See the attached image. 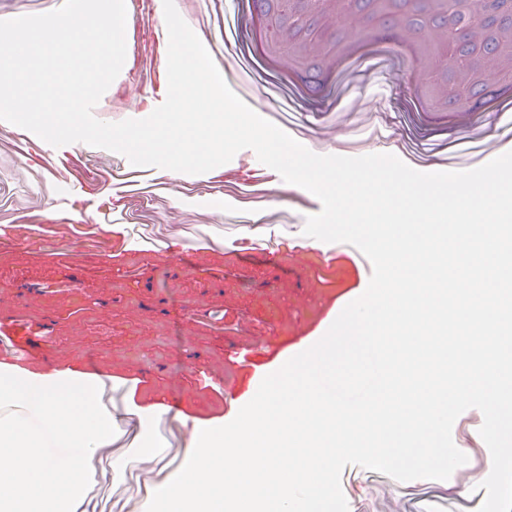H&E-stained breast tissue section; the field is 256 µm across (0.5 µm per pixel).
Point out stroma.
<instances>
[{"instance_id":"stroma-1","label":"stroma","mask_w":512,"mask_h":512,"mask_svg":"<svg viewBox=\"0 0 512 512\" xmlns=\"http://www.w3.org/2000/svg\"><path fill=\"white\" fill-rule=\"evenodd\" d=\"M229 87L314 153L366 149L443 171L479 167L512 144V112L488 101L512 96L491 83L471 111L440 118L404 85L401 58L351 60L319 88L268 61L263 26L246 0H174ZM161 0H131L123 68L96 105L113 121L149 116L166 98L168 33ZM263 212L256 233L248 210ZM320 201L284 182L253 150L207 173L172 180L155 166L85 143L53 147L0 120V254L19 265L51 263L59 287L16 281L0 300V362L35 372H98L112 444L89 459V512H142L152 488L182 468L189 419L231 416L258 367L320 333L345 296L368 285L372 265L355 246L318 248L303 233ZM166 250L162 264L130 263L132 240ZM230 244V253L217 249ZM156 404L157 461L135 453L137 410ZM482 413L466 410L452 437L468 461L449 479L400 482L357 465L341 486L349 512H470L489 450ZM122 460L114 471V460Z\"/></svg>"}]
</instances>
